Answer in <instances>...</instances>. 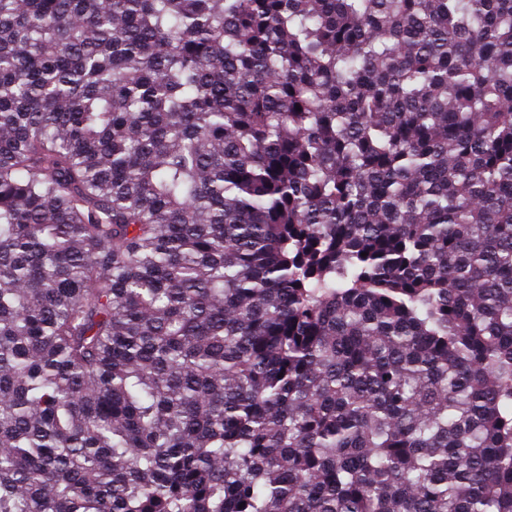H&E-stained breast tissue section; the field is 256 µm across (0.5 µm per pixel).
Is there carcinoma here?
I'll return each instance as SVG.
<instances>
[{
  "instance_id": "carcinoma-1",
  "label": "carcinoma",
  "mask_w": 512,
  "mask_h": 512,
  "mask_svg": "<svg viewBox=\"0 0 512 512\" xmlns=\"http://www.w3.org/2000/svg\"><path fill=\"white\" fill-rule=\"evenodd\" d=\"M0 512H512V0H0Z\"/></svg>"
}]
</instances>
